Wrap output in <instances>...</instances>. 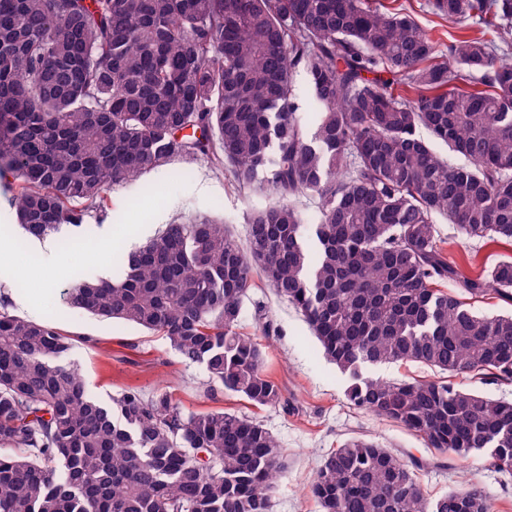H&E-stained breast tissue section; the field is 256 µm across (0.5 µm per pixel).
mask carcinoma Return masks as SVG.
Wrapping results in <instances>:
<instances>
[{
	"label": "carcinoma",
	"mask_w": 512,
	"mask_h": 512,
	"mask_svg": "<svg viewBox=\"0 0 512 512\" xmlns=\"http://www.w3.org/2000/svg\"><path fill=\"white\" fill-rule=\"evenodd\" d=\"M432 6L479 34L442 50L370 0H0V196L43 239L103 224L113 186L176 158L243 189L266 183L278 200L251 215L246 246L209 217L168 224L122 278L80 279L68 304L160 334L213 383L274 406L282 390L240 331L258 268L347 376L353 405L439 453L512 462V402L367 374L411 362L512 383V312L465 302L511 304L512 259L467 275L433 220L512 242V0ZM299 69L320 108L311 134ZM303 196L319 199L311 226ZM71 347L0 294V512H273L286 460L262 424L186 416L135 389L105 406L53 363ZM309 492L321 512H491L472 482L427 499L413 466L361 438L322 460Z\"/></svg>",
	"instance_id": "1"
}]
</instances>
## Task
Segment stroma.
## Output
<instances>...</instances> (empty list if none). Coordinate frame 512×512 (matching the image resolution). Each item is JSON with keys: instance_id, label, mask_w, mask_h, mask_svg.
<instances>
[{"instance_id": "stroma-1", "label": "stroma", "mask_w": 512, "mask_h": 512, "mask_svg": "<svg viewBox=\"0 0 512 512\" xmlns=\"http://www.w3.org/2000/svg\"><path fill=\"white\" fill-rule=\"evenodd\" d=\"M388 9L411 15L441 44L460 35L459 26L435 14L431 0H377ZM112 213L102 225L62 227L53 237L56 265L46 268L35 241H21L14 220L0 212V291L13 313L49 319L72 342L60 365L77 368L89 394L103 404L127 389L152 396L168 393L184 414L227 411L261 422L286 455V467L274 490V512H320L309 492L322 459L345 440L362 437L415 464L423 494L435 499L462 480L480 486L492 512H512V478L496 471L486 454L459 459L427 448L420 436L351 405L347 378L323 356L301 314L253 273L243 303L244 332L265 352V368L283 391L284 404L262 407L224 388H211L203 364L186 361L161 336L122 322L98 319L72 309L67 291L100 266L119 278L128 252L167 224L207 216L224 221L238 242H245L251 214L274 202L264 185L240 188L207 164L181 159L112 187ZM437 236L449 259L463 271L488 267L512 257V242L464 241L443 216H435ZM271 323L262 332L260 320Z\"/></svg>"}]
</instances>
